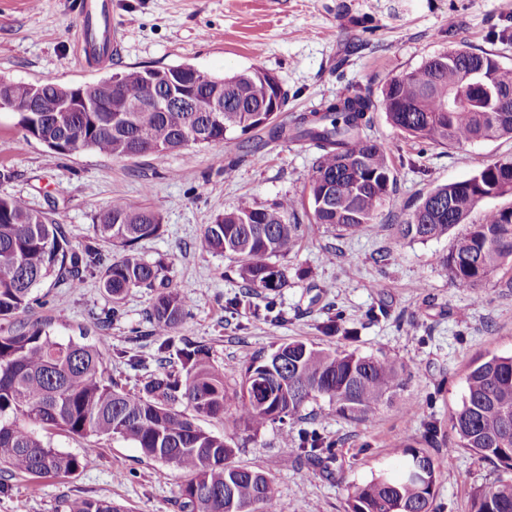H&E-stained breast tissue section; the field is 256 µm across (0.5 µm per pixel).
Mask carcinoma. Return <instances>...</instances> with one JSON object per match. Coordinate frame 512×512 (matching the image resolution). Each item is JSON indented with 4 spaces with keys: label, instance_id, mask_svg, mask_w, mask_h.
I'll return each instance as SVG.
<instances>
[{
    "label": "carcinoma",
    "instance_id": "cac0c4a2",
    "mask_svg": "<svg viewBox=\"0 0 512 512\" xmlns=\"http://www.w3.org/2000/svg\"><path fill=\"white\" fill-rule=\"evenodd\" d=\"M474 65L499 95L486 99L466 91ZM168 72L189 74L204 102L215 94L224 97V111L164 112L148 104L132 112L123 87L139 85L146 70L130 69L86 85V93L107 111L34 112L30 120L18 117V125L58 155L94 150L122 158L193 145L221 147L228 135L259 128L263 110L272 139L306 142L320 151L309 188L314 223L354 234L382 222L391 165L384 148L366 134L374 108L370 95H340L318 111L281 121L279 113L266 112L276 78L260 68L230 77L191 65ZM64 90L45 79L5 92L21 101L32 94L50 101ZM381 102L396 130L441 147L512 138V69L492 52L474 51L468 61L456 49L438 54L386 82ZM509 166L511 156L473 179L437 186L408 220L394 225L397 237L424 242L467 224L442 263L456 287L477 297L512 261V204H494L506 197L504 191L491 196L496 172ZM161 228L158 211L113 200L93 225L95 240L123 251L107 263L95 245L70 247L52 212L32 209L17 196H0V319L26 310L34 291L49 279L77 288L97 266L103 267L101 287L115 303L132 288L155 287L163 266L140 258L135 245ZM299 231L293 199L268 208L243 199L205 225L198 247L240 258L243 282L274 297L287 281L276 259L291 251ZM187 306L179 290L163 288L150 313L156 335L166 337L182 325ZM176 356L180 370L154 372L139 392L130 393L113 381L94 343L65 340L43 327L0 331V470L53 478L87 467L86 458L43 441L33 429L39 425L74 436L121 438L146 458L174 465L185 475L181 512H275L274 478L233 464L228 441L198 420L222 422L232 407L234 421L256 433L270 422L299 419L307 404L319 399L343 416L365 420L405 387L401 363L302 341L245 354L231 395L224 370L210 360L205 345L186 340ZM449 424L455 441L448 452L465 448L506 472L478 491L471 512H512V355L488 354L470 363L461 405ZM301 449L313 465L325 467L336 459L335 442L314 430L302 432ZM393 455L402 461L401 470L353 485L345 512H438L439 466L432 456L411 443L393 449ZM67 512L126 509L109 499L78 497L67 503Z\"/></svg>",
    "mask_w": 512,
    "mask_h": 512
}]
</instances>
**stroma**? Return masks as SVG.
<instances>
[{"label": "stroma", "mask_w": 512, "mask_h": 512, "mask_svg": "<svg viewBox=\"0 0 512 512\" xmlns=\"http://www.w3.org/2000/svg\"><path fill=\"white\" fill-rule=\"evenodd\" d=\"M112 50L78 60L84 37L80 0H0V80L35 84L51 78L67 87L126 69L191 65L217 76L258 67L288 94L287 111L320 109L337 95L371 91L380 97L392 77L452 48L486 50L512 68V0H111ZM369 137L388 153L394 185L380 224L337 234L303 223L300 239L278 257L287 284L274 301L247 292L238 258L198 249L205 224L241 199L269 207L291 197L307 203L318 159L315 149L271 141L265 132L233 135L223 147L191 146L165 153L113 158L94 150L57 156L25 137L12 112H0V195L23 197L36 209L52 208L71 244L88 243L92 224L112 200L154 208L159 236L141 241L145 261L162 263L170 287L189 299L188 318L173 342L206 344L234 389L245 352L303 340L322 347L388 357L407 367L405 388L368 420L342 416L327 402L309 403L302 420L271 423L258 433L234 424L203 421L224 435L235 464L272 475L277 512H344L348 487L371 480L391 464L393 448L422 441L424 426L441 431L427 450L438 462L440 512H470L475 494L499 478L501 468L460 449L449 417L461 403L464 374L481 354H512V263L482 298L459 290L440 262L448 238L402 240L391 231L435 187L460 181L512 156V139L443 148L402 135L383 109L370 114ZM237 165L231 176L222 168ZM35 303L11 325L43 324L60 338L78 337L93 316L117 311L98 344L122 386L140 390L155 369L161 343L150 333L148 311L156 296L131 289L120 305L87 275L79 289L45 284ZM386 308L387 316L369 313ZM342 316L332 335L322 326ZM144 360L131 369L127 356ZM317 430L336 443L329 469L298 457V434ZM42 436L63 452L87 458L88 467L60 478L10 474L0 512H67L76 497H103L128 512H181L183 475L152 461L121 439L78 437L46 428Z\"/></svg>", "instance_id": "35a3bbf8"}]
</instances>
